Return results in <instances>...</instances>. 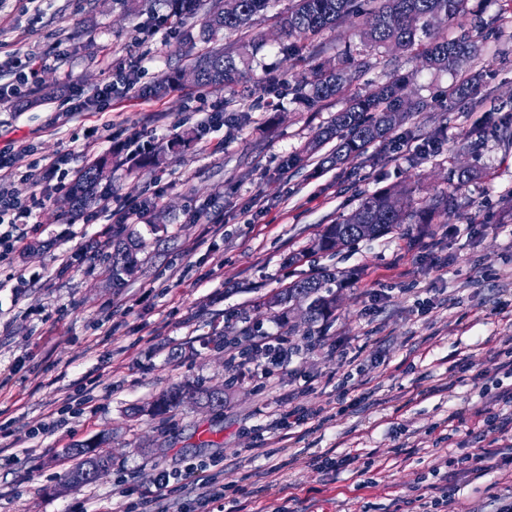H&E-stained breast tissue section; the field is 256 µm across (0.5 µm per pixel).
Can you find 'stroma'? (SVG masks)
I'll list each match as a JSON object with an SVG mask.
<instances>
[{
    "instance_id": "obj_1",
    "label": "stroma",
    "mask_w": 512,
    "mask_h": 512,
    "mask_svg": "<svg viewBox=\"0 0 512 512\" xmlns=\"http://www.w3.org/2000/svg\"><path fill=\"white\" fill-rule=\"evenodd\" d=\"M290 0L255 16L262 40L245 81L250 97L180 83L162 97L149 89L187 70L201 51L200 18L172 39L141 34L150 13H128L121 0H0V69L15 54L47 57L22 88L20 101H0V150L18 144L19 200H38L17 225L22 247L0 266V280L26 274L21 288L0 290V512H115L123 499L117 476L150 486L160 471L217 463L227 500L242 512H396L413 498L431 465L469 452L472 422L452 417L487 398L512 412V377L501 365L512 347V0H467L458 20L442 23L455 37L478 17L498 16L500 31L457 72L421 69L418 59L379 50L372 70L353 87L368 90L393 76H411L408 92L425 108L367 155L331 163L335 141L300 166L289 156L329 123L340 103L307 109L290 93L307 73L284 55L276 17ZM114 63L143 59L139 94H126ZM475 78V97L449 98L452 86ZM113 82L106 111L59 115L57 90L90 95ZM223 105L247 113L231 128L204 130L197 108ZM151 130L146 147L113 152L111 136ZM166 159L143 165L156 146ZM67 156L76 176L92 159L111 164L97 186L113 209L145 207L142 223L120 224L90 211L79 221L68 191L55 181L21 179L32 161ZM476 175L453 201L444 224H404L376 239L333 252L314 248L325 225L351 213L363 195L410 184L415 207L448 188L451 170ZM223 216L200 224L197 212ZM138 242L136 267L116 289L102 256L113 238ZM334 270L336 311L308 322L301 310L278 322L268 298L314 270ZM280 333L288 356H264L236 367L231 349L251 337ZM272 367L271 376L261 375ZM174 385L217 388L223 408L187 404L161 417L139 414ZM84 388L92 408L71 427L47 430L48 412ZM292 413L284 432L272 420ZM108 432L109 476L67 488L64 448ZM496 450L486 472L449 470L459 512H497L512 496V464L498 452L512 431L485 433ZM339 468L317 471L318 457Z\"/></svg>"
}]
</instances>
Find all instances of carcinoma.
Masks as SVG:
<instances>
[{
	"label": "carcinoma",
	"mask_w": 512,
	"mask_h": 512,
	"mask_svg": "<svg viewBox=\"0 0 512 512\" xmlns=\"http://www.w3.org/2000/svg\"><path fill=\"white\" fill-rule=\"evenodd\" d=\"M182 8L169 16L171 27L178 29L203 7L204 0H179ZM234 12L227 13L224 0H210L205 22L200 30L203 41L211 42L222 31L239 32L242 43L234 50L207 49L197 54L190 64L196 72V84L201 87H222L235 91L242 85L250 59L262 44L247 38L253 17L270 7L271 0H236ZM465 0H291L288 11L279 16V29L286 38L296 39L286 47L288 56L311 63L309 74L294 88L295 100L309 108L325 106L344 99L343 108L336 112L330 126L319 137L336 139V159L358 158L372 144L386 138L397 125L424 103L407 93L406 81L391 79L375 89L360 94L351 90L354 73L371 66L368 56L379 48H394L420 59L422 66L435 71H455L461 64L479 54L480 46L472 30L448 40L436 33V27L464 12ZM357 24L361 46H347L336 51L332 63L320 62L326 48L322 33L346 22ZM107 161L92 160L80 172L71 187L74 205L80 206L91 198ZM473 178V171L463 169L448 181V191L440 193L433 202L419 211L408 210L413 189L381 191L364 196L355 211L323 229L317 243L322 252L336 250V245L351 246L365 238L374 239L390 233L402 224H439L448 215V203L455 193ZM371 225L368 236L360 225ZM132 245L120 243L108 254L112 272V287L121 288L125 275L133 266ZM335 276L318 271L289 283L271 299L282 307V317H288L292 300L302 297L308 301L307 316L311 320L332 314L336 298L329 284ZM198 395L206 403L222 407L224 396L215 390L175 386L163 391L151 403L150 414L160 416L183 405L184 396ZM109 440L102 435L88 442H79L65 450L73 461L67 472L68 484L80 487L109 474L112 458L90 449L99 448Z\"/></svg>",
	"instance_id": "cac0c4a2"
}]
</instances>
